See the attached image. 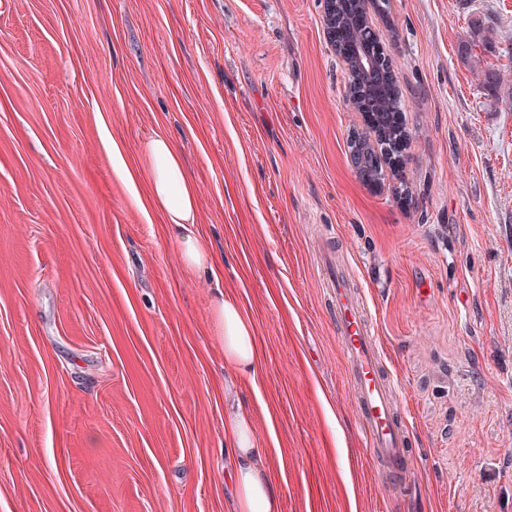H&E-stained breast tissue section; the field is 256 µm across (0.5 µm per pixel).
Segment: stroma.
<instances>
[{"mask_svg": "<svg viewBox=\"0 0 512 512\" xmlns=\"http://www.w3.org/2000/svg\"><path fill=\"white\" fill-rule=\"evenodd\" d=\"M325 6L0 0V512H234L230 398L270 411L281 512H512V0H364L409 135L380 188ZM476 18L496 87L460 55ZM159 132L216 274L145 207ZM326 250L375 324L401 484L364 446ZM218 288L257 378L224 361ZM218 336L224 345V361L239 373L253 379L262 365L254 323L241 303L225 296L220 288L213 301Z\"/></svg>", "mask_w": 512, "mask_h": 512, "instance_id": "1", "label": "stroma"}]
</instances>
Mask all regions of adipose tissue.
<instances>
[{
    "mask_svg": "<svg viewBox=\"0 0 512 512\" xmlns=\"http://www.w3.org/2000/svg\"><path fill=\"white\" fill-rule=\"evenodd\" d=\"M145 151L151 161L150 206L164 216L179 239L185 265L214 270L213 261L198 240L196 190L176 145L157 133L146 143ZM213 311L225 363L239 373L257 377L262 354L251 317L241 303L220 290L215 293ZM224 440L234 456L236 512H280L273 452L258 444L254 413L229 403L224 411Z\"/></svg>",
    "mask_w": 512,
    "mask_h": 512,
    "instance_id": "1",
    "label": "adipose tissue"
}]
</instances>
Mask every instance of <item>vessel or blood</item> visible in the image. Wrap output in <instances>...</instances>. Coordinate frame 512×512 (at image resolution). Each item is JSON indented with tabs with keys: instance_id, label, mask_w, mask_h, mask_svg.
Returning a JSON list of instances; mask_svg holds the SVG:
<instances>
[{
	"instance_id": "b4317fda",
	"label": "vessel or blood",
	"mask_w": 512,
	"mask_h": 512,
	"mask_svg": "<svg viewBox=\"0 0 512 512\" xmlns=\"http://www.w3.org/2000/svg\"><path fill=\"white\" fill-rule=\"evenodd\" d=\"M329 288L366 445L374 457L384 462L393 479L406 480L413 459L407 448L404 423L392 405V381L382 367L375 328L350 277L335 275L329 280Z\"/></svg>"
}]
</instances>
